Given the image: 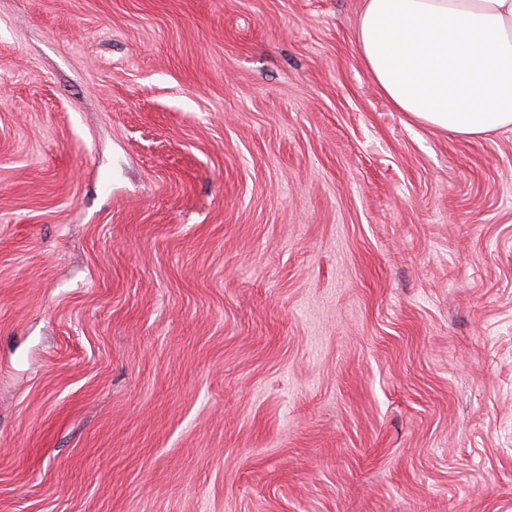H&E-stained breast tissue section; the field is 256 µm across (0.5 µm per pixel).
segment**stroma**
<instances>
[{"mask_svg": "<svg viewBox=\"0 0 512 512\" xmlns=\"http://www.w3.org/2000/svg\"><path fill=\"white\" fill-rule=\"evenodd\" d=\"M360 8L0 0V512H512V131Z\"/></svg>", "mask_w": 512, "mask_h": 512, "instance_id": "1", "label": "stroma"}]
</instances>
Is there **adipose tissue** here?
I'll list each match as a JSON object with an SVG mask.
<instances>
[{
	"label": "adipose tissue",
	"mask_w": 512,
	"mask_h": 512,
	"mask_svg": "<svg viewBox=\"0 0 512 512\" xmlns=\"http://www.w3.org/2000/svg\"><path fill=\"white\" fill-rule=\"evenodd\" d=\"M355 42L414 121L469 137L512 130V0H363Z\"/></svg>",
	"instance_id": "obj_1"
}]
</instances>
